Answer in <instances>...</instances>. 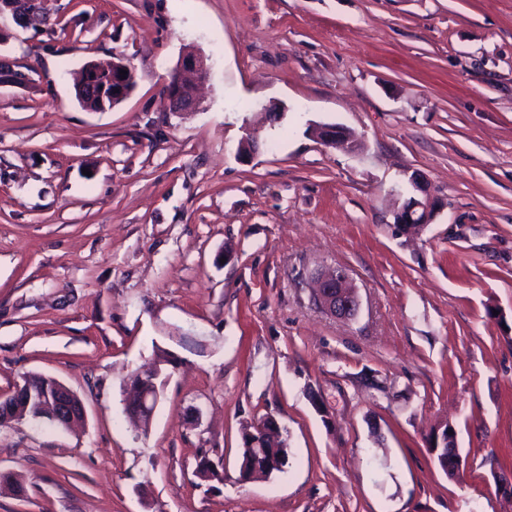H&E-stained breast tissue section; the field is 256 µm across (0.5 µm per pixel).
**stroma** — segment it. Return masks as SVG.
I'll list each match as a JSON object with an SVG mask.
<instances>
[{
    "mask_svg": "<svg viewBox=\"0 0 512 512\" xmlns=\"http://www.w3.org/2000/svg\"><path fill=\"white\" fill-rule=\"evenodd\" d=\"M46 8L0 46V395L53 376L86 423L0 426L24 489L0 512H512L492 478L512 461V0ZM189 47L209 75L181 118L162 90ZM115 57L133 92L82 108L73 72ZM415 174L443 206L408 232ZM339 266L352 320L311 301ZM161 350L176 366L144 431L124 389ZM267 416L288 464L239 482ZM445 424L458 480L428 451ZM312 133L326 146L336 147L350 144L351 148L355 147L352 145V142L350 141L346 131L337 125L315 126L312 130ZM275 433L283 434V427L271 417L264 418L253 427L252 431H247V438L251 447L253 448L249 447V442L246 440V438H244L242 448H240L239 456L241 465L258 457L260 455L258 448H260L262 454L270 453L271 451L275 453L278 450V448H276L274 445ZM277 445L279 446V452L283 455L284 459L281 466L285 467L288 464V443L286 430L284 431V434L281 435Z\"/></svg>",
    "mask_w": 512,
    "mask_h": 512,
    "instance_id": "1",
    "label": "stroma"
}]
</instances>
